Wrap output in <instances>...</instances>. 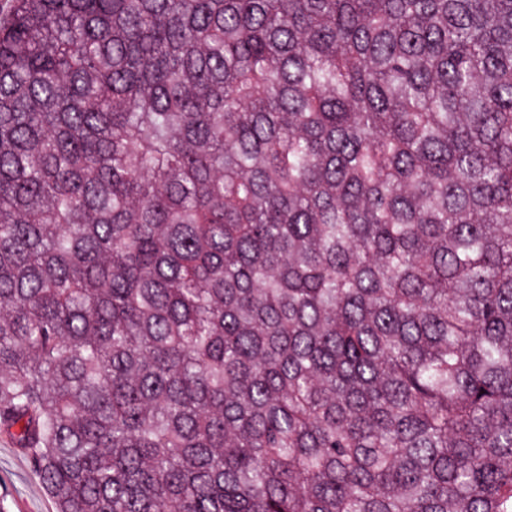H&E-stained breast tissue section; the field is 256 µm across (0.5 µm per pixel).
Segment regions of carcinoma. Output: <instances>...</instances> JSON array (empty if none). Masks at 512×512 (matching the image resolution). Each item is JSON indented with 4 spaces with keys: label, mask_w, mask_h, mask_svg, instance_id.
<instances>
[{
    "label": "carcinoma",
    "mask_w": 512,
    "mask_h": 512,
    "mask_svg": "<svg viewBox=\"0 0 512 512\" xmlns=\"http://www.w3.org/2000/svg\"><path fill=\"white\" fill-rule=\"evenodd\" d=\"M0 436L56 512H512V0H11Z\"/></svg>",
    "instance_id": "cac0c4a2"
}]
</instances>
